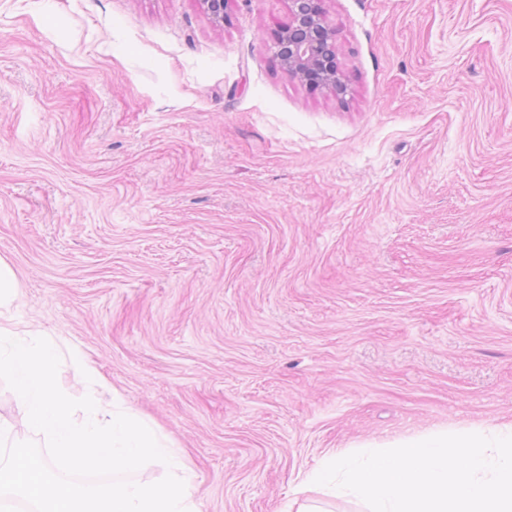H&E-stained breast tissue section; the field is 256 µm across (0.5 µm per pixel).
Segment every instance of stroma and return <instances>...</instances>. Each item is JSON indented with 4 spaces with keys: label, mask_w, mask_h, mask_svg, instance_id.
Here are the masks:
<instances>
[{
    "label": "stroma",
    "mask_w": 512,
    "mask_h": 512,
    "mask_svg": "<svg viewBox=\"0 0 512 512\" xmlns=\"http://www.w3.org/2000/svg\"><path fill=\"white\" fill-rule=\"evenodd\" d=\"M0 0V325L181 452L199 512L323 458L512 424V0ZM7 442L45 446L0 381ZM288 27L273 41L275 57L288 75L312 90H332L345 94L337 63L336 31L324 21L322 0H289Z\"/></svg>",
    "instance_id": "obj_1"
}]
</instances>
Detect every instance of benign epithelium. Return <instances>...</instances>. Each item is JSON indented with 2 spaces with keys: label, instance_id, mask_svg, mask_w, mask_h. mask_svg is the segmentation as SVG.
Instances as JSON below:
<instances>
[{
  "label": "benign epithelium",
  "instance_id": "benign-epithelium-1",
  "mask_svg": "<svg viewBox=\"0 0 512 512\" xmlns=\"http://www.w3.org/2000/svg\"><path fill=\"white\" fill-rule=\"evenodd\" d=\"M200 2L214 22H224L226 0ZM289 12L288 27L273 41L282 68L311 90L344 95L347 87L337 63L336 31L325 23L320 0H289Z\"/></svg>",
  "mask_w": 512,
  "mask_h": 512
}]
</instances>
